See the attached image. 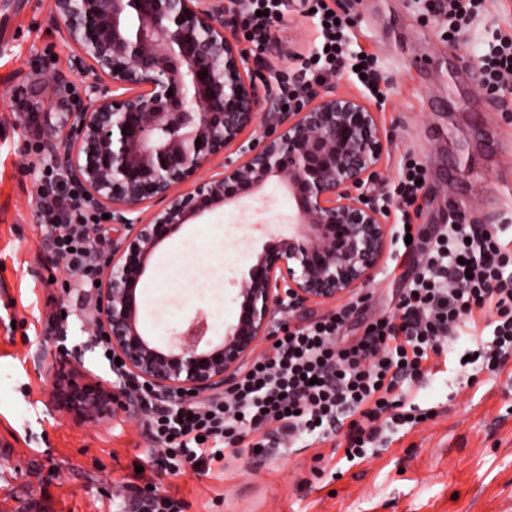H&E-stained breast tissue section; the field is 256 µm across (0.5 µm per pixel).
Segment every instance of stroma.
<instances>
[{"label":"stroma","mask_w":512,"mask_h":512,"mask_svg":"<svg viewBox=\"0 0 512 512\" xmlns=\"http://www.w3.org/2000/svg\"><path fill=\"white\" fill-rule=\"evenodd\" d=\"M284 17L262 57L259 83L278 73L298 76L316 25L303 0H286ZM358 46L379 61L386 93L379 119L391 135L385 179L395 182L404 156L427 168L421 232L465 215L496 225L512 240V118L480 86L476 59L492 26H512V0H486L463 38L448 41L418 0H357ZM72 48L61 38L51 0H0V512H129L130 486L156 487L184 501V512H512V359L496 373L460 366L465 350L491 340L484 319L462 326L445 357L409 390L431 419L385 432L362 462H350L334 441L288 447L266 432L239 457L208 473L174 475L152 452L141 407L115 409L99 425L82 424L50 398L48 365L81 359L90 380L115 382L87 332L91 293L58 268L37 207L41 177L29 147L58 135L83 95L70 70ZM59 82L52 101L43 83ZM292 203L270 180L261 198L207 213L184 226L150 259L137 286L140 320L167 340L197 310L216 332L238 316L237 283L267 241L253 221L287 222ZM180 261L167 265L170 251ZM416 267L413 257L387 256L359 288V305L342 330L344 343L363 334L368 314L392 310ZM69 313L65 331L45 323Z\"/></svg>","instance_id":"35a3bbf8"}]
</instances>
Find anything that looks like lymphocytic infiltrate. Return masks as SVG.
Returning a JSON list of instances; mask_svg holds the SVG:
<instances>
[{
    "mask_svg": "<svg viewBox=\"0 0 512 512\" xmlns=\"http://www.w3.org/2000/svg\"><path fill=\"white\" fill-rule=\"evenodd\" d=\"M245 37L255 45L269 39L282 0H247ZM449 38L477 17L484 0H425ZM353 0H308L321 45L302 65L304 77L322 79L340 65L360 67L367 96H384L373 54L352 50L349 11ZM480 60L481 87L497 97L512 94V30L489 31ZM422 163L407 158L394 193L400 213L399 237H411L419 270L403 288L394 312L373 316L352 345L337 341L353 307L299 328L277 329L276 343L240 374L223 396L149 405L145 426L154 451L172 473L191 466L208 472L212 463L237 457L251 434L270 429L289 441L322 442L343 432L347 461L365 458L387 429L417 425L406 408L411 382L425 376L433 358L445 354L467 318L481 312L496 318L493 339L471 351L483 368L499 370L512 357V249L498 229L472 224L440 225L431 242L419 245ZM74 189L62 173L49 175L38 191L41 223L58 260L83 287L96 286L93 245L85 221L73 207Z\"/></svg>",
    "mask_w": 512,
    "mask_h": 512,
    "instance_id": "f902f5d3",
    "label": "lymphocytic infiltrate"
}]
</instances>
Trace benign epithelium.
<instances>
[{
  "label": "benign epithelium",
  "instance_id": "1",
  "mask_svg": "<svg viewBox=\"0 0 512 512\" xmlns=\"http://www.w3.org/2000/svg\"><path fill=\"white\" fill-rule=\"evenodd\" d=\"M86 103L42 151L62 161L80 202L127 234L97 227L99 288L92 335L123 365L127 387L52 367L50 395L85 423L140 399L221 394L274 328L348 299L374 277L391 244L389 206L376 200L387 134L362 96L324 86L283 110L232 30L236 0H52ZM222 162L215 163L216 159ZM276 177L294 202L239 283V314L216 343L199 314L161 344L139 320L136 287L164 241L205 213L241 205Z\"/></svg>",
  "mask_w": 512,
  "mask_h": 512
}]
</instances>
